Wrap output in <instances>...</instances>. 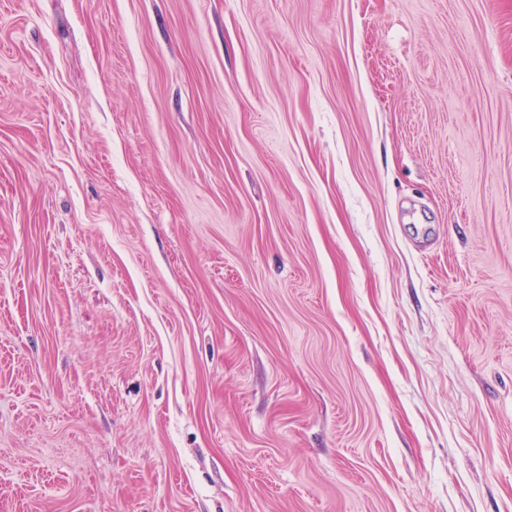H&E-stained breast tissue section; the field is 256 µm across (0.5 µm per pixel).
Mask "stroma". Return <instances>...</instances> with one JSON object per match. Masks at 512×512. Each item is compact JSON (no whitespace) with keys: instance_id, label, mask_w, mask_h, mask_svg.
<instances>
[{"instance_id":"obj_1","label":"stroma","mask_w":512,"mask_h":512,"mask_svg":"<svg viewBox=\"0 0 512 512\" xmlns=\"http://www.w3.org/2000/svg\"><path fill=\"white\" fill-rule=\"evenodd\" d=\"M0 512H512V0H0Z\"/></svg>"}]
</instances>
